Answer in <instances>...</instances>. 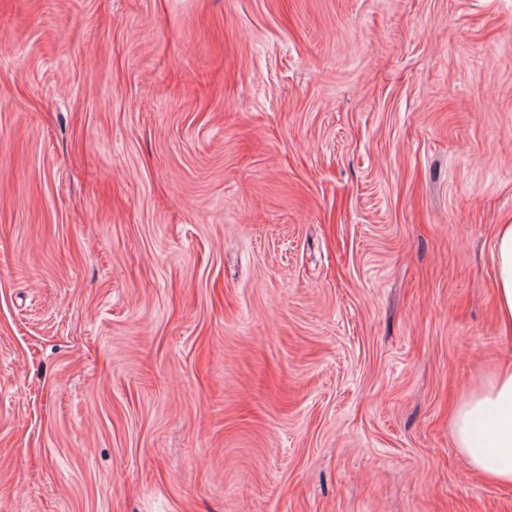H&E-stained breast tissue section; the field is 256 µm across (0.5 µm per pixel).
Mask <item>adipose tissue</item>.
I'll return each mask as SVG.
<instances>
[{"label":"adipose tissue","mask_w":512,"mask_h":512,"mask_svg":"<svg viewBox=\"0 0 512 512\" xmlns=\"http://www.w3.org/2000/svg\"><path fill=\"white\" fill-rule=\"evenodd\" d=\"M498 323L512 334V224L494 240ZM455 442L480 475L512 486V365L491 374L453 411Z\"/></svg>","instance_id":"1"}]
</instances>
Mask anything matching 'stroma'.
I'll return each instance as SVG.
<instances>
[{"mask_svg": "<svg viewBox=\"0 0 512 512\" xmlns=\"http://www.w3.org/2000/svg\"><path fill=\"white\" fill-rule=\"evenodd\" d=\"M512 0H0V512H512ZM498 323L512 334V224L498 226L494 240ZM457 447L480 475L512 486V365L491 374L453 411Z\"/></svg>", "mask_w": 512, "mask_h": 512, "instance_id": "35a3bbf8", "label": "stroma"}]
</instances>
